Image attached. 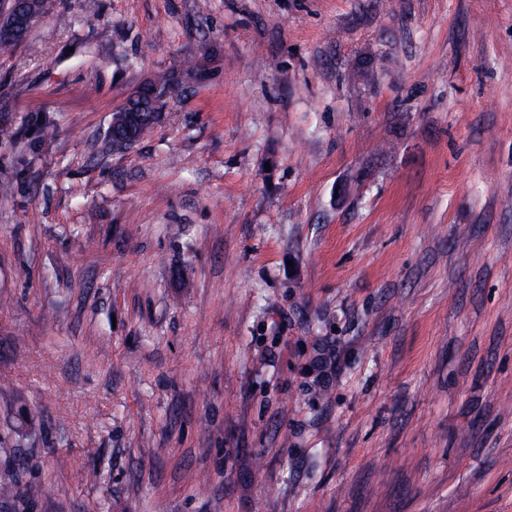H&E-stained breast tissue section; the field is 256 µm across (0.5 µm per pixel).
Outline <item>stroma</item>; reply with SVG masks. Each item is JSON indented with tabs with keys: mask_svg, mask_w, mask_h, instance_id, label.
<instances>
[{
	"mask_svg": "<svg viewBox=\"0 0 512 512\" xmlns=\"http://www.w3.org/2000/svg\"><path fill=\"white\" fill-rule=\"evenodd\" d=\"M87 1L0 49L16 512H512V0ZM178 73L179 71L164 72L162 75L154 77V80L150 82L156 90L154 106L150 108L139 106L140 100L133 98L135 94H140L139 86L116 108L105 136L106 144L112 150V153L125 152L153 131L160 118L153 121L151 119L152 112H161L155 108L156 101L166 97L178 86ZM129 129L131 135L135 136L134 140L129 138Z\"/></svg>",
	"mask_w": 512,
	"mask_h": 512,
	"instance_id": "1",
	"label": "stroma"
}]
</instances>
